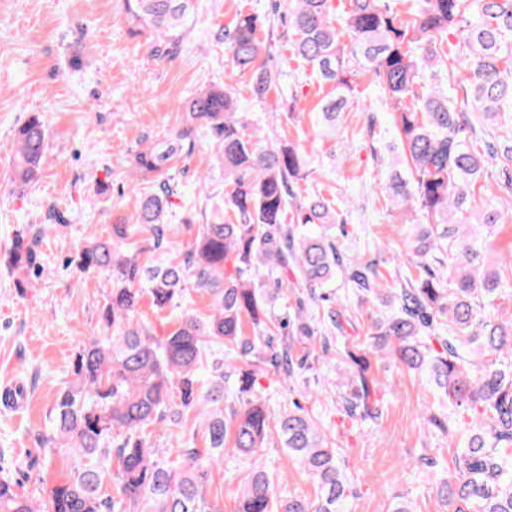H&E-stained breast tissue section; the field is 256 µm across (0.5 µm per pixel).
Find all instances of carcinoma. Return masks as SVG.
Returning a JSON list of instances; mask_svg holds the SVG:
<instances>
[{"instance_id": "carcinoma-1", "label": "carcinoma", "mask_w": 512, "mask_h": 512, "mask_svg": "<svg viewBox=\"0 0 512 512\" xmlns=\"http://www.w3.org/2000/svg\"><path fill=\"white\" fill-rule=\"evenodd\" d=\"M131 18L150 27L162 59L178 44L191 0H125ZM291 50L331 86L318 110L320 138L336 130L370 75L392 114L395 161L386 173L391 209L415 213L405 243V281L389 288L375 261L345 266L328 231L334 200L294 192L308 176L306 149L248 131L236 91L211 85L184 102L183 123L134 156L140 173L134 212L92 233L71 259L85 276L106 273L112 287L99 330L75 352L71 380L49 415L43 450L73 459L69 477L35 501L0 477V512H220L208 481L224 456H251L276 434L287 457L311 475L317 495L277 499L269 473L256 469L239 491L238 512H347L356 495L340 446L317 417L294 404L272 415L257 374L267 365L288 378L306 369L321 323L329 319L349 364L340 404L352 419L375 420L383 399L370 357L380 355L427 376L455 413H477L457 433L452 478L435 480L449 512H512V260H493L483 228L512 221L486 193H512V0H287ZM258 15L240 12L224 30L231 66L248 75L259 103L278 89L280 72L257 37ZM456 41L448 43V36ZM207 138L224 171V195L209 217L185 221L186 250H173L165 225L175 195L170 171ZM47 133L40 115L18 127L13 183L40 171ZM44 229H19L7 264L28 275ZM295 276L296 309L280 318L283 293L264 277ZM342 277L373 312L364 343L351 319L316 317L302 294L330 300ZM209 295V313L186 307L159 336L144 319L179 306L188 287ZM195 411L204 448L181 446L174 468L156 453V425Z\"/></svg>"}]
</instances>
